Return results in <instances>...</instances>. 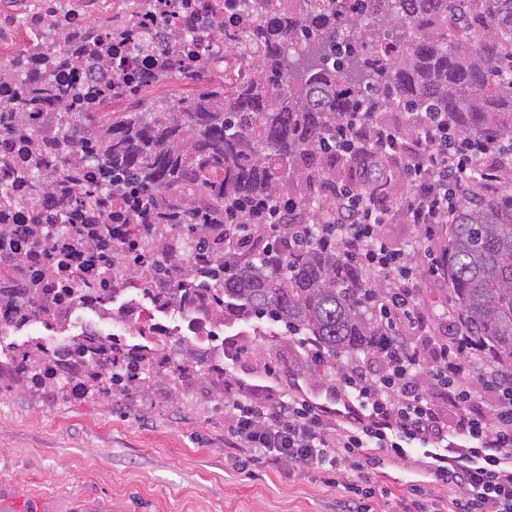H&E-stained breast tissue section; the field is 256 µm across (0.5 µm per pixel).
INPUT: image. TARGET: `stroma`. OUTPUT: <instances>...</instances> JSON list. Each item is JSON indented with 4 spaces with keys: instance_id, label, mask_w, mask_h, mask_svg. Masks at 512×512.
Wrapping results in <instances>:
<instances>
[{
    "instance_id": "stroma-1",
    "label": "stroma",
    "mask_w": 512,
    "mask_h": 512,
    "mask_svg": "<svg viewBox=\"0 0 512 512\" xmlns=\"http://www.w3.org/2000/svg\"><path fill=\"white\" fill-rule=\"evenodd\" d=\"M199 80L174 77L148 87L139 99L111 106L131 112L136 102L201 91ZM426 327L420 345L447 336L456 321L447 279L417 282ZM247 351L231 361L236 377L253 380L267 368L306 392H324L335 364L315 367L298 358L294 339L263 319L225 326ZM362 472L371 477L370 512H403L414 481L425 483L423 512H439L446 493L426 478L421 453L405 459L373 450ZM340 488L325 486L315 470L293 477L242 472L224 453V403L201 385L183 386L178 402L156 390L143 406L101 399L51 406L12 392L0 395V512H348Z\"/></svg>"
}]
</instances>
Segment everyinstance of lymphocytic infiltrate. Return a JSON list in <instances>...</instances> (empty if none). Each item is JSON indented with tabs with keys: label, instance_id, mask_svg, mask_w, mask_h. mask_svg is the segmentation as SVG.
I'll use <instances>...</instances> for the list:
<instances>
[{
	"label": "lymphocytic infiltrate",
	"instance_id": "lymphocytic-infiltrate-1",
	"mask_svg": "<svg viewBox=\"0 0 512 512\" xmlns=\"http://www.w3.org/2000/svg\"><path fill=\"white\" fill-rule=\"evenodd\" d=\"M412 126L407 139L373 113L349 114L336 133L337 154L396 164L405 190H367L353 180L337 189L327 223L292 227L295 238L335 243L343 259L379 279L372 304L395 344L376 354L377 370L342 366L327 387L348 401L346 416L276 379H225L224 445L254 472L315 468L326 486H344L351 497L363 494V480L344 484L338 475L360 470L367 449L402 458L420 448L436 482L453 491V512H512V373L483 362L480 347L461 330L434 341L427 353L409 335L425 319L418 278L446 272L445 254L432 245L439 227L451 223L462 201L477 200L474 168H482L487 186L500 182L512 147L459 135L442 113H413ZM397 219L418 231L403 246L384 233ZM470 377L475 386L463 387ZM482 393L492 398L490 410L478 403Z\"/></svg>",
	"mask_w": 512,
	"mask_h": 512
}]
</instances>
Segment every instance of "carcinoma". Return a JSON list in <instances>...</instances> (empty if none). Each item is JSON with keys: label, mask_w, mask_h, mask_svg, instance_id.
Masks as SVG:
<instances>
[{"label": "carcinoma", "mask_w": 512, "mask_h": 512, "mask_svg": "<svg viewBox=\"0 0 512 512\" xmlns=\"http://www.w3.org/2000/svg\"><path fill=\"white\" fill-rule=\"evenodd\" d=\"M273 0L250 5V25L224 34L220 50L250 68L224 74L191 97L157 98L143 112L108 111L127 97L115 73L91 93L54 76L20 83L15 110L0 108V133L30 138L41 115L45 142L79 131L88 169L58 181L37 154L16 167V183L49 186L59 214L77 210L103 242L117 226L135 238L118 253L112 284L142 283L155 306H192L214 326L254 316L306 336L334 358L377 354L394 341L371 313L372 275L341 259L336 243L288 245L278 203L292 187L300 224H325L336 186L360 160L336 156V124L358 101L380 110L445 112L459 133L492 142L512 139V0H299L293 13L263 15ZM72 58L103 77L95 41L77 36ZM488 199L464 201L448 225V282L464 329L512 371V177ZM262 224H281L269 235ZM19 230L0 223V251L17 247ZM60 285L22 289L27 306L10 318L48 317L71 296ZM166 372L142 343L113 351L100 365L112 392L86 386L89 398L118 394L144 400L164 382L173 391L199 383L224 393V376L204 367L207 347L186 344ZM53 404L71 398L47 382L29 358L25 377L0 375V393L28 390Z\"/></svg>", "instance_id": "1"}]
</instances>
